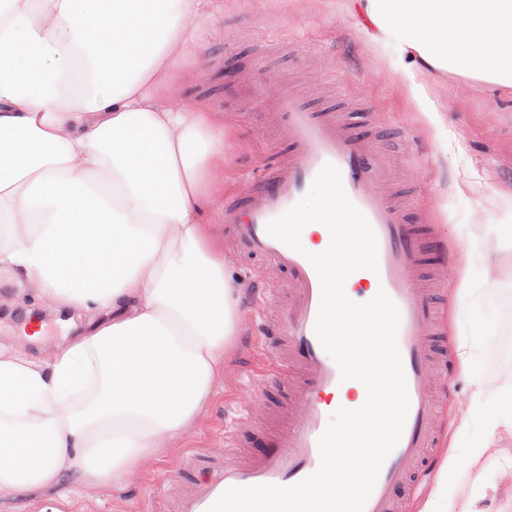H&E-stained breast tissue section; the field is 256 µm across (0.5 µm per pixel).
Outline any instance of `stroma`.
<instances>
[{
	"instance_id": "1",
	"label": "stroma",
	"mask_w": 512,
	"mask_h": 512,
	"mask_svg": "<svg viewBox=\"0 0 512 512\" xmlns=\"http://www.w3.org/2000/svg\"><path fill=\"white\" fill-rule=\"evenodd\" d=\"M206 11L160 96L176 107L195 99L198 109L224 123V162L214 172L204 217L224 247L225 268L243 303L271 311L288 295L285 276L238 256L224 227L225 200L238 197L244 178L283 151L272 135L259 133L268 123L266 107L238 96L240 75L258 61L267 70L296 77L316 94L335 84L357 125L388 132L387 146L397 159V179L413 204L414 219L427 220L444 240L443 252L429 253L427 262L444 263L448 277L449 291L437 300L445 353L455 359L461 345H492L497 354L484 362L485 373L512 371V90L448 72L407 77L395 48L373 38L349 0H269L262 12L242 0H207ZM475 250L487 262L472 268L468 257ZM466 269L473 287L495 291L484 309L500 326L494 335H472L457 322L458 311L471 302L459 291ZM33 322L43 327L36 338L28 334ZM81 322L79 312H56L30 289L0 280L1 347L46 359L77 334ZM269 354L262 332L241 326L198 421L175 447L131 470L122 487L72 479L19 497L1 496L0 512H155L161 489L203 477V470L188 467L194 455L223 458L230 433L238 451L250 447L249 431L234 428L249 399L243 388L249 374L268 376L262 407L283 403V380L270 366ZM458 469L456 493L478 495L480 512H502L512 504V432L499 430L489 458H461Z\"/></svg>"
}]
</instances>
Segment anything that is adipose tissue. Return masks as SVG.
Here are the masks:
<instances>
[{"label":"adipose tissue","instance_id":"1","mask_svg":"<svg viewBox=\"0 0 512 512\" xmlns=\"http://www.w3.org/2000/svg\"><path fill=\"white\" fill-rule=\"evenodd\" d=\"M407 75L512 88V0H351ZM203 0H0V279L92 319L53 360L0 352V496L125 475L177 444L241 326L202 218L224 128L159 89ZM472 407L452 445L512 430V378L460 354ZM441 465L421 512H476Z\"/></svg>","mask_w":512,"mask_h":512}]
</instances>
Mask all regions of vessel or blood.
I'll return each instance as SVG.
<instances>
[{
  "label": "vessel or blood",
  "mask_w": 512,
  "mask_h": 512,
  "mask_svg": "<svg viewBox=\"0 0 512 512\" xmlns=\"http://www.w3.org/2000/svg\"><path fill=\"white\" fill-rule=\"evenodd\" d=\"M245 95L272 106L271 127L288 153L247 180L239 202L224 206L238 253L272 268L288 279V301L272 327L275 367L295 371L290 403L275 431L258 434L257 446L243 460L225 458L203 481L165 499L160 512H208L231 487L292 486L320 465L318 441L334 409L360 408L356 383L342 379L333 357L323 348L315 324L321 284L310 261L266 231L269 221L295 205L310 189L325 164L341 174L351 202L372 226L378 269L353 272L345 282L352 301L366 302L385 291L400 311L398 346L409 396L405 427L385 460L364 512H394L400 495L416 493L432 467L431 448L439 436L440 410L434 389L440 365L433 340L442 335L434 294L446 287L441 270L423 267L429 247L428 225L410 223L408 208L390 176L392 157L382 139L355 128L334 105L312 103L285 80L250 74Z\"/></svg>",
  "instance_id": "vessel-or-blood-1"
}]
</instances>
